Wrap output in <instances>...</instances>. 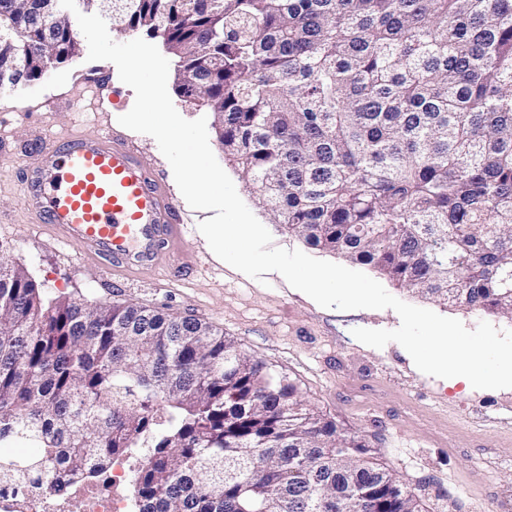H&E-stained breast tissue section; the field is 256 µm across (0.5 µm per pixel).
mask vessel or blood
<instances>
[{"label": "vessel or blood", "mask_w": 512, "mask_h": 512, "mask_svg": "<svg viewBox=\"0 0 512 512\" xmlns=\"http://www.w3.org/2000/svg\"><path fill=\"white\" fill-rule=\"evenodd\" d=\"M25 181L23 202L52 239L112 268L157 263L181 237L173 200L116 135L71 137L44 147Z\"/></svg>", "instance_id": "vessel-or-blood-1"}]
</instances>
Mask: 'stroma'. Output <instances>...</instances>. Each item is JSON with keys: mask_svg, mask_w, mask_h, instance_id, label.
Returning <instances> with one entry per match:
<instances>
[{"mask_svg": "<svg viewBox=\"0 0 512 512\" xmlns=\"http://www.w3.org/2000/svg\"><path fill=\"white\" fill-rule=\"evenodd\" d=\"M134 100L112 62L88 60L83 52L38 81L0 92V255L24 265L53 298L156 307L223 329L247 353L295 379L315 408L362 435L379 463L407 479L427 512H512V388L453 385L419 371L398 343L377 349L354 338L356 328L396 329L394 310L324 308L279 273L261 282L246 276L218 258L200 233L212 211L183 201L173 255L135 273L85 260L78 247L42 230L21 203L23 168L50 140L115 131L174 190L155 139L118 122ZM228 175L274 246L305 250L303 239L271 223L240 171ZM383 286L467 328L486 321L512 330L511 318L445 306L388 280Z\"/></svg>", "mask_w": 512, "mask_h": 512, "instance_id": "obj_1", "label": "stroma"}]
</instances>
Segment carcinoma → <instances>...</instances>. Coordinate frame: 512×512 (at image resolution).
Returning a JSON list of instances; mask_svg holds the SVG:
<instances>
[{"mask_svg": "<svg viewBox=\"0 0 512 512\" xmlns=\"http://www.w3.org/2000/svg\"><path fill=\"white\" fill-rule=\"evenodd\" d=\"M179 58L254 198L314 249L512 318V0H85ZM0 72L80 51L0 0ZM0 484L56 496L120 457L133 512H424L365 440L214 325L51 299L0 262Z\"/></svg>", "mask_w": 512, "mask_h": 512, "instance_id": "obj_1", "label": "carcinoma"}]
</instances>
